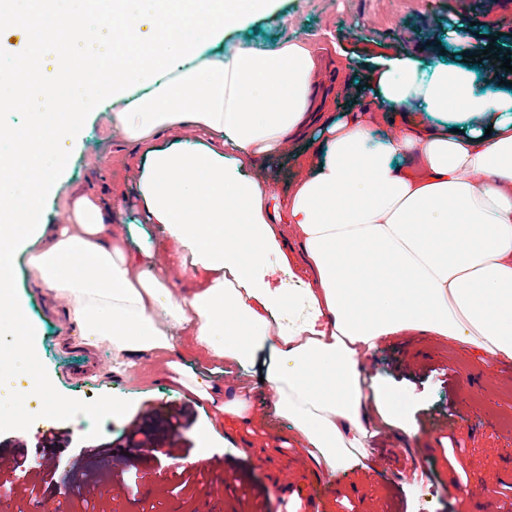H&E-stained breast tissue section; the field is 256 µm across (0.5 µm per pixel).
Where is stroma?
<instances>
[{"label": "stroma", "instance_id": "obj_1", "mask_svg": "<svg viewBox=\"0 0 512 512\" xmlns=\"http://www.w3.org/2000/svg\"><path fill=\"white\" fill-rule=\"evenodd\" d=\"M512 0H277L269 14L247 20L224 37V49H267L285 39L337 43L353 63L414 51L422 75L461 64L484 43L512 51V29L500 14ZM105 113L89 115L70 153L64 186L125 192V222L136 223L137 173L119 161L89 165L101 152ZM15 285L32 323L40 326L35 366L47 382L30 405L63 397L61 417L30 414L16 425L11 403L0 406V451L20 448L48 460L26 483L0 472V512H38L58 505L85 512L84 486L111 472L95 512H512V360L490 361L436 336H397L373 350L362 366L368 378L409 381L419 407L417 442L383 429L369 470L328 478L313 471L295 430L276 414L266 384L253 385L250 427L163 375L148 380L111 373L112 351L87 354L59 346L71 328L60 301L32 287L26 267ZM128 407L124 419L91 417L86 407L103 396ZM208 423L216 437L209 458L177 470L164 453H196L192 434ZM254 447L242 453L244 441ZM492 497H485V489Z\"/></svg>", "mask_w": 512, "mask_h": 512}]
</instances>
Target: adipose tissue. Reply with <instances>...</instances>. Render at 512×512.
I'll return each instance as SVG.
<instances>
[{
	"label": "adipose tissue",
	"mask_w": 512,
	"mask_h": 512,
	"mask_svg": "<svg viewBox=\"0 0 512 512\" xmlns=\"http://www.w3.org/2000/svg\"><path fill=\"white\" fill-rule=\"evenodd\" d=\"M273 2L142 0L135 12L129 0H0V33L53 34L66 50L36 58L25 86L0 45V331L18 356L31 350L13 271L18 246L37 240L28 273L62 300L67 346L110 344L113 369L150 378L175 368L183 343L229 369L269 349L274 407L332 477L365 468L380 428L418 436L413 385L371 383L361 368L379 342L431 334L512 359V92L476 93L477 78L500 77L494 59L426 78L404 52L369 69L367 107L336 116L323 83L335 46L214 49ZM419 103L429 121L411 118ZM103 110V160L123 141L140 221L173 245L166 261L115 231L118 194L57 193L69 140ZM17 111L20 130L4 119ZM382 121L397 131L379 140ZM289 141L309 154L279 197L255 167ZM56 195L64 219L51 224ZM276 266L302 273L275 287ZM175 268L190 293L171 288Z\"/></svg>",
	"instance_id": "adipose-tissue-1"
}]
</instances>
